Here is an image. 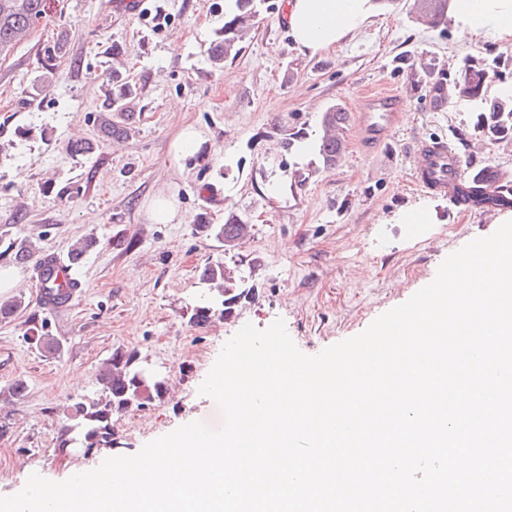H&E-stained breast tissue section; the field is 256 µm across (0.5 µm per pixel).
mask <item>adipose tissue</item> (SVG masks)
I'll list each match as a JSON object with an SVG mask.
<instances>
[{"label":"adipose tissue","mask_w":512,"mask_h":512,"mask_svg":"<svg viewBox=\"0 0 512 512\" xmlns=\"http://www.w3.org/2000/svg\"><path fill=\"white\" fill-rule=\"evenodd\" d=\"M374 13L373 0H287L294 46L310 55L354 35ZM452 25L461 40L512 38V0H454Z\"/></svg>","instance_id":"ef3b65f1"}]
</instances>
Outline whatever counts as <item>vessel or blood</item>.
Instances as JSON below:
<instances>
[{
    "instance_id": "b4317fda",
    "label": "vessel or blood",
    "mask_w": 512,
    "mask_h": 512,
    "mask_svg": "<svg viewBox=\"0 0 512 512\" xmlns=\"http://www.w3.org/2000/svg\"><path fill=\"white\" fill-rule=\"evenodd\" d=\"M397 94L382 92L369 96L358 115L356 134L363 145L382 141L394 130L401 118ZM418 158L416 178L428 192L450 194L461 177L460 160L445 141L420 140L416 143Z\"/></svg>"
}]
</instances>
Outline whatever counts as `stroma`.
Returning <instances> with one entry per match:
<instances>
[{
  "label": "stroma",
  "instance_id": "1",
  "mask_svg": "<svg viewBox=\"0 0 512 512\" xmlns=\"http://www.w3.org/2000/svg\"><path fill=\"white\" fill-rule=\"evenodd\" d=\"M115 0H69L65 19L38 22L29 38L0 56V140L16 146L0 158V236L36 242L37 255L65 256L84 236L97 239L78 268L80 292L50 311L37 299L32 264L15 267L12 296L25 304L0 322V389L27 384L26 396L0 406L10 429L0 436V496L18 493L30 474L53 481L91 470L109 455H133L177 427L221 426L216 402L198 389L223 345L245 324L283 318L308 355L363 332L435 277L442 261L469 241L492 234L487 208H467L416 183L414 144L445 139L462 172L492 166L512 172V146L475 131V102L442 103L433 86L457 76L465 57H501L512 84V39L460 42L451 27L416 21L413 0L376 7L371 24L336 47L304 55L293 49L286 0H257L240 54L213 69L206 50L224 23L227 0H150L148 10L119 12ZM67 34L54 71L41 65ZM120 57H113V47ZM119 67L138 89L127 138L102 139L104 85L92 71ZM395 91L409 104L403 122L377 148L363 151L354 131L335 168H323L313 130L334 103L347 112L367 93ZM44 128L45 139L17 140L19 128ZM204 134L192 155L173 160L169 146L185 127ZM98 141L72 156L74 138ZM278 194H270L271 185ZM174 195L188 217L159 224L148 205ZM424 205L429 223L401 216ZM242 214L250 232L234 251L200 227ZM134 240L113 246L114 235ZM239 265L250 295L230 317L195 326L207 263ZM47 320L60 354L44 356L23 337L32 318ZM136 351L164 379L166 395L112 420L114 451L55 448L70 399L95 396L101 367L114 351Z\"/></svg>",
  "mask_w": 512,
  "mask_h": 512
}]
</instances>
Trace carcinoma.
I'll list each match as a JSON object with an SVG mask.
<instances>
[{
  "label": "carcinoma",
  "instance_id": "carcinoma-1",
  "mask_svg": "<svg viewBox=\"0 0 512 512\" xmlns=\"http://www.w3.org/2000/svg\"><path fill=\"white\" fill-rule=\"evenodd\" d=\"M48 0H0V56H5L16 45L24 41L36 22L51 16ZM256 0H230L225 12L224 26L219 37L207 49L208 58L215 68L224 67V61L235 57L241 50L244 35L252 27ZM450 0H417L416 8L422 17L438 26L448 20ZM500 79L499 62L489 63L471 57L464 61L450 88L440 84L436 93L442 100L457 97L479 103L476 115L477 131L491 142L512 141V89L500 88L496 95H487L489 85ZM137 89L129 81L117 77L112 91L105 96L104 109L108 116L100 122L103 136L120 138L128 135L135 116ZM349 122L348 112L342 105H330L322 114L323 135L318 141L317 152L322 165L331 169L340 161L346 149L341 136ZM484 167L467 178L459 187L453 201L470 207L487 205H512V177L496 170L495 180H486ZM246 221L236 212L224 214L222 224H204L208 234L234 249L242 241V229ZM98 241L84 237L73 243L66 254V261L73 266L81 264L85 255L94 249ZM5 251L14 255V260L23 263L32 254L31 242L24 238H10ZM201 283L209 288L208 298L196 305L191 320L197 326L207 324L217 314L228 317L235 306L247 298L250 290L244 287L245 277L235 273L221 262L204 266L200 273ZM72 284L56 276H48L43 282L45 294L53 301L64 303L70 298L68 288ZM45 323L32 321L24 332L25 340L48 355H55L60 344L45 331ZM141 364L133 351L117 350L112 354L111 367L99 373L97 382L100 394L96 397H82L72 402L71 413L59 429L56 447L112 449L116 445L112 418L132 407L141 408L166 393V389L153 384L142 386L138 380Z\"/></svg>",
  "mask_w": 512,
  "mask_h": 512
}]
</instances>
